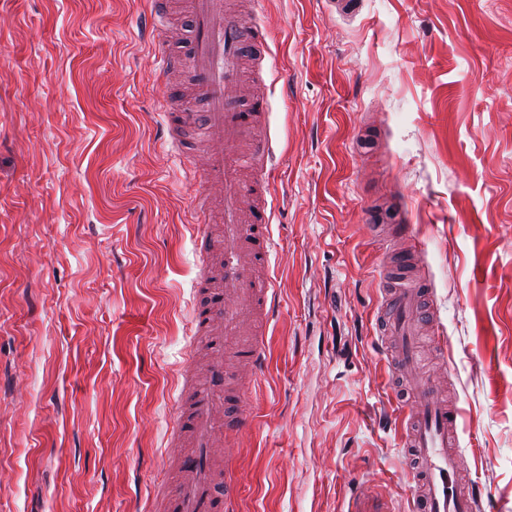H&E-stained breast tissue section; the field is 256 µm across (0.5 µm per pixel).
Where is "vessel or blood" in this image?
<instances>
[{"mask_svg": "<svg viewBox=\"0 0 512 512\" xmlns=\"http://www.w3.org/2000/svg\"><path fill=\"white\" fill-rule=\"evenodd\" d=\"M183 23L190 33L185 54L171 52L165 42L169 0H149L144 35L153 37L152 57L158 74L186 65L192 75V98L187 108L178 107L170 95L164 108L167 141L179 146L180 130L201 134L206 154L201 165L188 168L192 181L219 188L223 197L222 241H214L206 225L195 227L196 250L201 260L222 255V275L201 278V299L191 312L194 336L214 355L201 389L192 391L188 412H177L170 431L171 446L189 440L192 449L178 459L179 479L170 486L157 512H226L233 492L232 481L223 479L216 457L228 433H242L250 420L246 413L232 412L228 385H245L265 366L261 340H244L247 315L271 323L279 309L273 274L258 275L257 261L269 258L274 249L271 224L277 200L265 193L257 212L246 213L240 197V177L250 157L269 156V132H257L267 118L263 99L244 103L236 95L246 61H259L267 35L247 30L227 0H185ZM424 295L419 285L387 290L381 311V336L394 342L392 380L403 396L402 443L407 463L418 477L414 498L418 512H480L481 496L476 481L460 474L461 452L457 428L460 413L447 404L440 387L420 368L421 347L416 331L424 315ZM343 512H395L391 498L354 491Z\"/></svg>", "mask_w": 512, "mask_h": 512, "instance_id": "1", "label": "vessel or blood"}]
</instances>
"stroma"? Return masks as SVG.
Segmentation results:
<instances>
[{"instance_id":"1","label":"stroma","mask_w":512,"mask_h":512,"mask_svg":"<svg viewBox=\"0 0 512 512\" xmlns=\"http://www.w3.org/2000/svg\"><path fill=\"white\" fill-rule=\"evenodd\" d=\"M257 0L279 200V313L245 392L229 512H412L377 332L389 243L411 224L483 505L512 512V0ZM144 0H0V512H150L171 482L201 270L190 183L160 146L169 89ZM391 498L371 491L355 490L342 512H395Z\"/></svg>"}]
</instances>
